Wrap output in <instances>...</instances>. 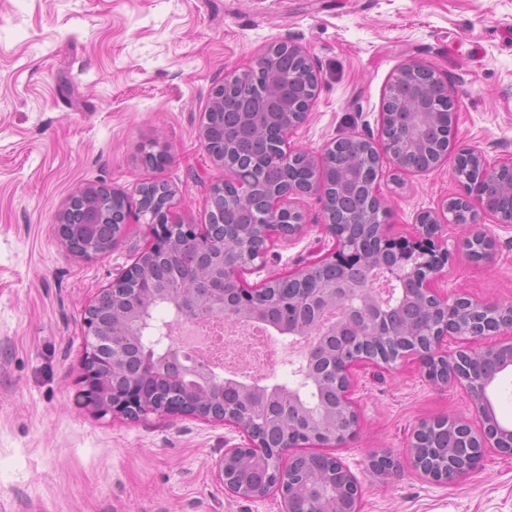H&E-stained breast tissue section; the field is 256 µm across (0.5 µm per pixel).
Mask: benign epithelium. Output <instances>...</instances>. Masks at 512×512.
<instances>
[{
    "label": "benign epithelium",
    "instance_id": "1",
    "mask_svg": "<svg viewBox=\"0 0 512 512\" xmlns=\"http://www.w3.org/2000/svg\"><path fill=\"white\" fill-rule=\"evenodd\" d=\"M296 55L306 61L304 78L319 85V74L303 46L280 41L267 46L252 65L240 73L224 75V83L210 95L208 113L224 107V89L236 88L257 99L256 111L278 112L283 116L276 149L267 157L274 169H285L296 157L305 158L313 176L306 185L289 184L275 188L248 211L255 239L234 237L225 224H193L175 211L173 193L150 202L140 199L131 212L125 198L103 185H85L71 194L59 212L58 234L75 253L85 257L101 254L99 246L106 224L118 225L113 240H118L131 224L143 222L152 239L136 261L103 289L84 311L86 344L80 383L86 406L100 415L137 419L149 413L191 415L222 422L236 429L244 443L224 449L217 461V472L230 494L263 499L280 495L283 512H359V491L350 470L336 457L328 456L333 472L325 474L308 466L312 454L307 448H337L353 437L358 415L352 398L354 368L361 363L389 369L406 360H417L427 377L446 382L453 378L470 395L481 424L473 427L463 420L447 418L423 421L413 432L409 445L414 467L435 481L459 480L468 475L486 449H494L503 459L512 458V428L502 426L487 397V388L496 377L512 367V305L481 303L466 293L453 297L441 292L439 279L445 275L448 250L438 242L444 224L461 223L468 216L472 230L463 239L464 248L477 245L469 254L475 262L490 261L496 251L493 238L475 229L481 214L500 224L512 223V209L493 211L474 204L467 196L452 197L438 208L417 215V234L411 239L389 235L382 217L378 179L369 186L375 212L365 217L374 231L380 249L389 263L377 266L365 258L361 246L336 232V204L327 193L333 177L328 160L341 144L356 147L367 164L380 171L386 164L397 172L411 168L387 137L378 140L358 136L339 138L313 156L290 146L289 139L305 121L314 97L296 99L291 88L298 75L287 70V59ZM434 82L443 94L445 84L436 73L417 62H407L389 84L385 101L399 98L398 111L424 113L416 99L421 86ZM455 113L448 112L447 141L430 160L426 170L439 168L448 157ZM198 137L209 156L224 166V184L212 195L224 196V206L239 208L252 197V186L235 179V171L224 164V153L212 147L210 122L200 128ZM487 180L512 170V157L493 166L474 150H460ZM317 193L324 205L322 227L333 241L322 257L295 272L286 274L301 287L281 298L271 277L257 287L243 279L244 272L264 261L266 242L300 236L306 224L303 214L292 206L291 196ZM157 254L172 266L180 267L194 259L193 269L182 273L178 287L162 288L136 271ZM336 265L357 271L355 286L349 282L322 284L309 278L320 265ZM414 284L429 312L431 330L427 341L411 337V343L392 347L396 336L391 318L406 301V285ZM163 302L172 320L157 322L153 307ZM225 316L239 323L264 321L289 337H313L295 368V380L315 387L334 385L332 403L311 405L298 396L297 386L268 387L216 372L219 365L201 360L195 352L184 350L173 341L176 325ZM460 337L464 346L448 356L443 346L448 338ZM501 340L496 341L494 337ZM507 354L504 364L477 376L466 371L471 360ZM444 426L448 435L464 439L459 448H423L421 439L432 427Z\"/></svg>",
    "mask_w": 512,
    "mask_h": 512
}]
</instances>
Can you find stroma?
Segmentation results:
<instances>
[{"instance_id":"1","label":"stroma","mask_w":512,"mask_h":512,"mask_svg":"<svg viewBox=\"0 0 512 512\" xmlns=\"http://www.w3.org/2000/svg\"><path fill=\"white\" fill-rule=\"evenodd\" d=\"M304 46L319 87L295 147L322 153L350 135L379 138L385 93L417 61L447 83L456 121L438 170L379 172L391 234L412 236L419 212L464 187L460 150L488 164L512 157V0H0V512H282L279 496L225 492L215 463L242 443L235 429L195 416L135 420L91 412L79 382L83 315L150 241L130 225L107 253L69 250L57 214L83 185L131 203L151 183L175 191L178 213L208 221L224 169L198 138L212 89L272 42ZM307 224L271 246L257 285L332 245L317 195L293 202ZM492 261L473 262L442 227L450 258L441 289L512 302V224L484 217ZM355 435L331 454L360 488V512H512V460L486 450L470 474L436 482L415 470L417 424L474 420L455 382L418 364L359 367ZM388 455L391 469L373 459Z\"/></svg>"}]
</instances>
